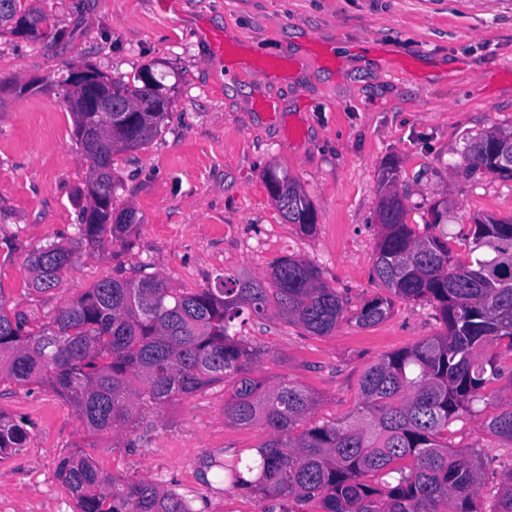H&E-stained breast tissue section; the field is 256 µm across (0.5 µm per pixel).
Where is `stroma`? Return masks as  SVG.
Returning a JSON list of instances; mask_svg holds the SVG:
<instances>
[{
    "instance_id": "stroma-1",
    "label": "stroma",
    "mask_w": 512,
    "mask_h": 512,
    "mask_svg": "<svg viewBox=\"0 0 512 512\" xmlns=\"http://www.w3.org/2000/svg\"><path fill=\"white\" fill-rule=\"evenodd\" d=\"M70 40L54 47L0 33V298L49 317L106 278L163 277L192 292L217 275L264 277L281 257L317 265L360 308L377 296L373 277L385 187L407 223L435 226L467 260L476 218L512 219V181L468 168L470 144L512 131V0H33ZM234 44L214 54L213 35ZM277 57L286 66L264 69ZM92 68L129 80L143 68L170 87L158 135L112 160L114 202L136 213L126 242L82 252L54 290L30 286L33 248L68 242L85 198L88 161L65 101L68 72ZM295 180L317 210L312 233L286 222L264 180ZM427 303L395 300L371 328L343 322L316 336L276 313L238 332L265 356L259 377L286 379L313 395L314 423L347 417L363 372L384 355L441 334ZM224 384L165 406L147 445L104 435L91 457L133 483L174 490L196 512H281L274 499L206 481L217 449L246 450L266 437L224 419ZM0 410L25 417L24 448L0 458V512H75L57 468L83 424L48 389L0 386ZM484 415L453 423L448 444L480 453V494L491 497L512 469V444Z\"/></svg>"
}]
</instances>
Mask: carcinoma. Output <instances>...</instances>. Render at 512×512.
Returning <instances> with one entry per match:
<instances>
[{"instance_id":"obj_1","label":"carcinoma","mask_w":512,"mask_h":512,"mask_svg":"<svg viewBox=\"0 0 512 512\" xmlns=\"http://www.w3.org/2000/svg\"><path fill=\"white\" fill-rule=\"evenodd\" d=\"M0 28L14 36L47 38L59 45L70 33L49 22L25 0H0ZM98 94L121 102L125 112H94L76 88L66 97L74 137L89 160V205L76 225L78 241L92 249L122 242L135 227L130 208L113 204L112 157L147 145L161 130L172 99L164 85L140 72L128 82L91 68ZM469 168L512 180V132L490 130L466 154ZM266 189L281 216L305 232L315 228L310 199L292 179L267 176ZM382 228L374 277L378 295L352 316L369 328L390 314L392 298L435 306L444 332L387 354L360 380L355 412L340 421L311 423L317 401L288 380L271 385L254 374L264 355L235 328L270 311L322 336L345 320L347 301L322 281L317 266L283 257L263 279L220 275L216 284L176 292L165 279H103L41 324L0 302V385L35 383L62 398L85 426L84 447L104 433H148V411L229 381L224 418L261 427L267 439L253 452L220 449L209 467L223 480L284 502L319 499L321 512H512V469L490 505L479 495L476 448L453 450L448 426L480 414L478 404L497 412L486 428L512 443V397L507 403L486 393L507 378L493 352L512 354V219L476 221L470 260L454 257L448 239L419 234L405 222L396 192L383 195ZM32 288L58 286L75 263L74 249L51 243L29 258ZM23 419L0 411V455L27 440ZM411 460L410 467L401 462ZM382 472L393 482L381 492L365 477ZM58 477L78 512H196L191 501L153 484L130 483L101 471L84 451L68 452Z\"/></svg>"}]
</instances>
